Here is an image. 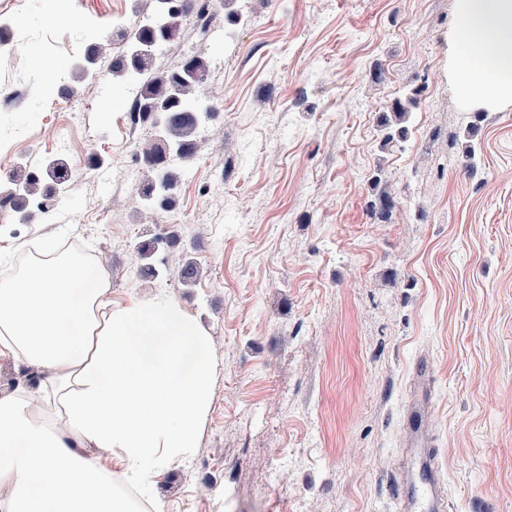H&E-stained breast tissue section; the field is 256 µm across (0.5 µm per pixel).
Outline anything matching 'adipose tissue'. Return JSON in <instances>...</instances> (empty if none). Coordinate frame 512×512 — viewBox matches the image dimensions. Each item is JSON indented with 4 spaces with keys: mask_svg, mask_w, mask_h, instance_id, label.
I'll return each mask as SVG.
<instances>
[{
    "mask_svg": "<svg viewBox=\"0 0 512 512\" xmlns=\"http://www.w3.org/2000/svg\"><path fill=\"white\" fill-rule=\"evenodd\" d=\"M448 68L457 99L512 104V0H457ZM0 276V357L40 370L37 390L0 394V512H135L112 482L146 485L188 458L208 406L212 345L169 295L112 303L87 253L22 242ZM106 449L115 471L92 450Z\"/></svg>",
    "mask_w": 512,
    "mask_h": 512,
    "instance_id": "ef3b65f1",
    "label": "adipose tissue"
}]
</instances>
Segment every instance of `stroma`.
<instances>
[{"label":"stroma","instance_id":"obj_1","mask_svg":"<svg viewBox=\"0 0 512 512\" xmlns=\"http://www.w3.org/2000/svg\"><path fill=\"white\" fill-rule=\"evenodd\" d=\"M155 0H0V170L63 157L84 175L13 240L91 248L113 302L172 296L214 372L191 457L126 494L141 512H396L413 364L435 369L427 434L453 512H512V107L476 115L448 75L457 0H232L199 55L219 112L181 163L174 206L144 211L125 82L77 78ZM68 93H60L59 85ZM407 102L396 116L394 101ZM401 123L404 141L383 143ZM475 144V166L465 147ZM394 197L388 222L368 201ZM154 278L139 245L158 234ZM202 277L182 285L178 266Z\"/></svg>","mask_w":512,"mask_h":512}]
</instances>
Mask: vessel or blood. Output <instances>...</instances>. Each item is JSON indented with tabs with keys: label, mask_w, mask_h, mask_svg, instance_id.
Wrapping results in <instances>:
<instances>
[{
	"label": "vessel or blood",
	"mask_w": 512,
	"mask_h": 512,
	"mask_svg": "<svg viewBox=\"0 0 512 512\" xmlns=\"http://www.w3.org/2000/svg\"><path fill=\"white\" fill-rule=\"evenodd\" d=\"M414 387L404 429L405 462L391 485L398 512H449L445 480L433 449L425 447L423 433L433 401L435 374L427 357L414 365Z\"/></svg>",
	"instance_id": "obj_1"
}]
</instances>
